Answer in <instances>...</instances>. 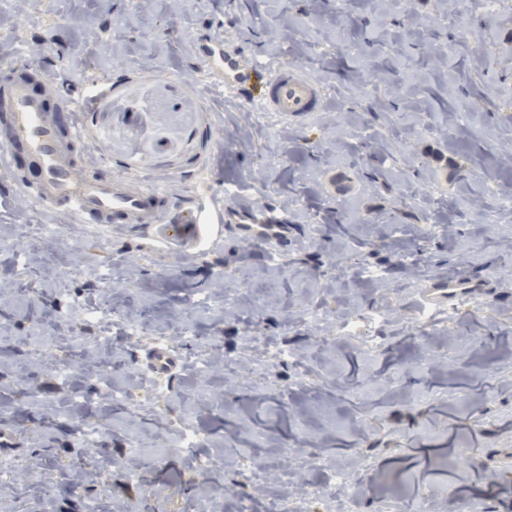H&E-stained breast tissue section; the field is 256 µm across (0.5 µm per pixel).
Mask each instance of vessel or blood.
Instances as JSON below:
<instances>
[{
	"label": "vessel or blood",
	"mask_w": 512,
	"mask_h": 512,
	"mask_svg": "<svg viewBox=\"0 0 512 512\" xmlns=\"http://www.w3.org/2000/svg\"><path fill=\"white\" fill-rule=\"evenodd\" d=\"M201 52L208 63L209 78L223 86L225 93L238 96L245 88L257 89L251 104L274 113L282 122L312 116L320 107L324 89L301 67L285 63L245 66L239 50L221 45L202 47ZM33 77L32 70L20 71L0 94V102L10 113V142L26 151L38 172L36 184L28 188L35 200L80 221L92 218L104 228L124 224L153 229L163 242L196 254L201 253L206 240L221 236L224 212L214 204L201 202L193 207L173 208L167 204L166 191L152 187L132 189L129 175H79L80 128L73 123L68 129H61L44 94L33 91ZM481 288L479 282L459 280L433 285L428 297L438 305L476 296Z\"/></svg>",
	"instance_id": "obj_1"
}]
</instances>
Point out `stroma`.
<instances>
[{"label": "stroma", "mask_w": 512, "mask_h": 512, "mask_svg": "<svg viewBox=\"0 0 512 512\" xmlns=\"http://www.w3.org/2000/svg\"><path fill=\"white\" fill-rule=\"evenodd\" d=\"M12 53L0 82L54 74L50 106L85 93L80 171L128 173L173 202L211 197L229 218L204 253L157 251L149 231L97 229L39 205L34 179L0 172V512H272L312 468L276 480L267 448L350 463L313 512H376L381 496L436 485L512 512V0H0ZM231 32L246 65L282 59L327 94L311 120L256 117L210 87L198 43ZM355 188H324L329 171ZM287 227L278 251L258 223ZM389 269L367 282L357 268ZM482 282L426 342L413 323L448 271ZM103 307L101 321L81 320ZM394 317L377 348L344 338L350 314ZM148 331L131 335L127 325ZM196 326L198 342L180 337ZM111 339L101 351L97 339ZM177 367L155 397L153 347ZM295 354L293 364L270 348ZM111 378L95 371L101 357ZM75 368L62 381L57 368ZM129 386L113 406L109 386ZM205 431L182 447L171 422ZM145 436L163 467L140 482L119 459ZM98 466L79 488L84 458ZM218 460L204 471L197 460Z\"/></svg>", "instance_id": "stroma-1"}]
</instances>
